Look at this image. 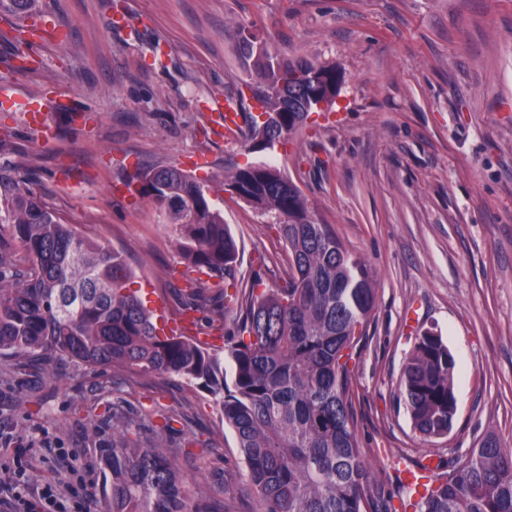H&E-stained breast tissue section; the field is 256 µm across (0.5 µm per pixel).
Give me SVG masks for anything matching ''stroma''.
Here are the masks:
<instances>
[{"mask_svg":"<svg viewBox=\"0 0 512 512\" xmlns=\"http://www.w3.org/2000/svg\"><path fill=\"white\" fill-rule=\"evenodd\" d=\"M58 32L16 69L0 40V88L59 95L82 120L52 114L42 140L0 111V163L79 232L122 251L170 320L182 263L165 212L131 195V167L164 161L208 181L239 247L237 280L281 286L288 259L272 215L231 198L225 170L267 161L295 180L321 223L371 269L377 303L351 364L357 438L382 491L399 465L466 458L484 435L512 448V0H41ZM255 34L283 60L333 62L344 81L274 149L217 132L208 107L251 69L234 39ZM440 333L456 368L457 411L443 439H423L400 393L422 331ZM0 358V479L24 468L30 490L56 486L102 512L95 451L112 442L113 408L133 438L167 437L193 475L201 449L244 475L237 439L213 400L184 380L53 359L13 373ZM171 431L161 432L163 421ZM86 469L85 483L66 480Z\"/></svg>","mask_w":512,"mask_h":512,"instance_id":"stroma-1","label":"stroma"}]
</instances>
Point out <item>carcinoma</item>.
Wrapping results in <instances>:
<instances>
[{"mask_svg": "<svg viewBox=\"0 0 512 512\" xmlns=\"http://www.w3.org/2000/svg\"><path fill=\"white\" fill-rule=\"evenodd\" d=\"M39 0H0V13L25 17ZM19 68L33 61L25 32L14 36ZM254 62L260 79L244 86L263 112L288 111L274 138L307 119L302 99L336 96L342 73L334 64L268 56ZM247 139L258 137L260 116L241 108ZM261 161L232 169L223 185L253 198L252 208L272 213L288 251L284 285L266 288L257 275L250 288L233 269L237 241L209 198V184L175 165L139 168L126 175L137 194L166 212L181 259L195 277L176 289L181 315L210 311L209 328L222 345L185 331L161 334L145 305L135 273L118 250L67 224L29 187L27 177L0 164V224L24 252L0 242V355L27 366L52 356L142 375L184 379L206 391L235 433L256 512H399L393 495L374 482L360 448L353 412L350 362L376 306L373 277L328 224L310 212L300 187ZM241 322L224 332V316ZM455 360L442 336L416 337L401 374L402 394L414 429L426 439L448 436L456 414ZM233 388H228L227 380ZM125 416L112 412V444L97 461L110 475L106 512H207L203 493L214 473L193 476L178 468L182 448L162 441L142 446L129 438ZM223 512H239L235 473L224 470ZM415 512H512V448L488 434L464 463L432 478L412 503Z\"/></svg>", "mask_w": 512, "mask_h": 512, "instance_id": "carcinoma-1", "label": "carcinoma"}]
</instances>
